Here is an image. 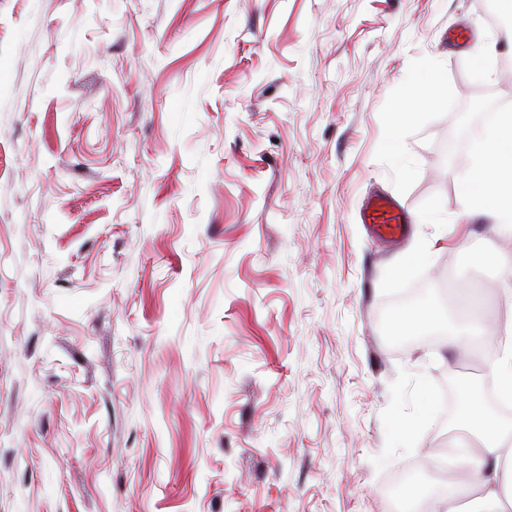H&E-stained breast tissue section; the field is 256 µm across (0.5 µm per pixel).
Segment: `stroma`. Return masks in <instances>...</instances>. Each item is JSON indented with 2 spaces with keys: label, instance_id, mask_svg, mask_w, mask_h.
Segmentation results:
<instances>
[{
  "label": "stroma",
  "instance_id": "obj_1",
  "mask_svg": "<svg viewBox=\"0 0 512 512\" xmlns=\"http://www.w3.org/2000/svg\"><path fill=\"white\" fill-rule=\"evenodd\" d=\"M511 29L500 0H0V512H388L402 469L452 473L465 364L387 309L448 311L451 273L506 316L456 218ZM361 218L363 224H370L376 233L391 242H400L405 236L407 212L388 196H372L366 202Z\"/></svg>",
  "mask_w": 512,
  "mask_h": 512
}]
</instances>
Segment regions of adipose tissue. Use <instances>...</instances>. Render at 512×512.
Instances as JSON below:
<instances>
[{
    "label": "adipose tissue",
    "instance_id": "obj_1",
    "mask_svg": "<svg viewBox=\"0 0 512 512\" xmlns=\"http://www.w3.org/2000/svg\"><path fill=\"white\" fill-rule=\"evenodd\" d=\"M474 165L460 189L462 218L481 217L496 237L512 241V113L472 136ZM465 317L448 325L455 346L466 354L485 352L497 391L512 401V319L490 324L477 295H466ZM469 434L458 446L454 481L428 498L427 512H512V421L490 409L478 391L460 407Z\"/></svg>",
    "mask_w": 512,
    "mask_h": 512
}]
</instances>
